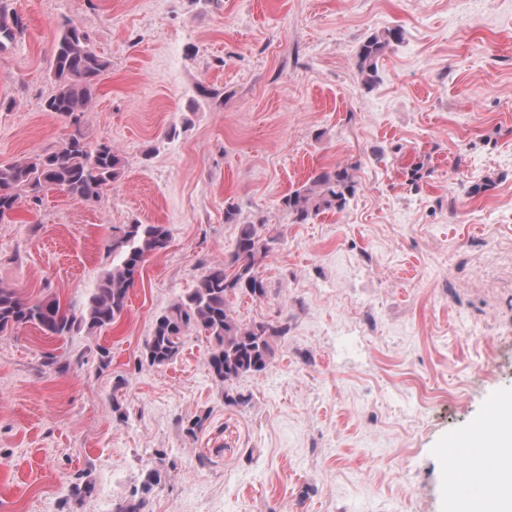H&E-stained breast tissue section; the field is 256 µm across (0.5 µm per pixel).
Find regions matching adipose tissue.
Returning <instances> with one entry per match:
<instances>
[{"label":"adipose tissue","instance_id":"obj_1","mask_svg":"<svg viewBox=\"0 0 512 512\" xmlns=\"http://www.w3.org/2000/svg\"><path fill=\"white\" fill-rule=\"evenodd\" d=\"M498 415L494 437L495 482L485 487L481 495L453 497V512H482V503L487 498L496 499V512H512V399L500 405Z\"/></svg>","mask_w":512,"mask_h":512}]
</instances>
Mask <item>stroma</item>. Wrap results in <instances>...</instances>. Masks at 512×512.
Masks as SVG:
<instances>
[{"instance_id": "1", "label": "stroma", "mask_w": 512, "mask_h": 512, "mask_svg": "<svg viewBox=\"0 0 512 512\" xmlns=\"http://www.w3.org/2000/svg\"><path fill=\"white\" fill-rule=\"evenodd\" d=\"M10 2L24 32L0 46V163L69 133L43 109L67 16L109 63L86 126L125 170L93 202H21L0 223V283L79 307L114 228L171 238L112 328L0 336V512H60L80 475L95 493L74 512H112L151 466L168 477L144 512H448L455 446L512 397V0ZM391 28L366 87L357 49ZM336 166L346 207L294 223L281 198ZM258 223L268 294L231 306L288 332L229 406L205 335L161 367L142 351Z\"/></svg>"}]
</instances>
